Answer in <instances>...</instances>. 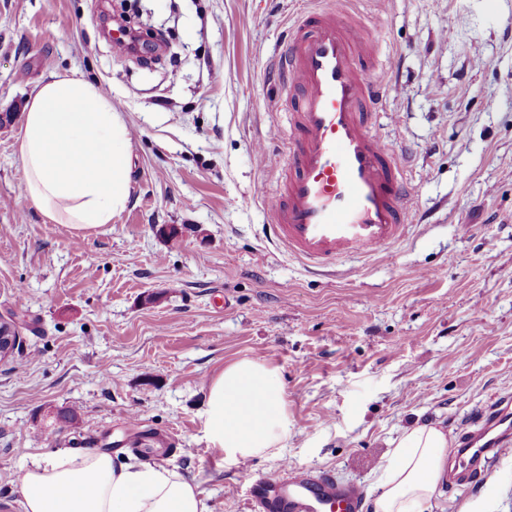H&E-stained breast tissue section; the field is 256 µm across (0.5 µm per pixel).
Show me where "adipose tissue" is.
<instances>
[{
	"label": "adipose tissue",
	"mask_w": 512,
	"mask_h": 512,
	"mask_svg": "<svg viewBox=\"0 0 512 512\" xmlns=\"http://www.w3.org/2000/svg\"><path fill=\"white\" fill-rule=\"evenodd\" d=\"M18 154L25 197L77 229L111 223L130 200L131 139L121 113L94 84L54 75L27 104ZM212 447L240 461L275 454L288 435L277 369L254 359L226 365L208 388ZM447 435L432 425L403 431L383 467L374 512H424L446 465ZM24 512H209L197 483L163 466L114 462L99 451H59L31 461Z\"/></svg>",
	"instance_id": "obj_1"
}]
</instances>
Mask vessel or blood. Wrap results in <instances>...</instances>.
Masks as SVG:
<instances>
[{
    "label": "vessel or blood",
    "mask_w": 512,
    "mask_h": 512,
    "mask_svg": "<svg viewBox=\"0 0 512 512\" xmlns=\"http://www.w3.org/2000/svg\"><path fill=\"white\" fill-rule=\"evenodd\" d=\"M373 31L341 0H320L291 25L278 58L290 105L287 170L263 198L271 241L310 267L348 256L392 262L414 209L404 167L374 129L389 87L369 66ZM512 452V395L461 440L459 479ZM250 512H365L355 485L293 466L254 480Z\"/></svg>",
    "instance_id": "b4317fda"
}]
</instances>
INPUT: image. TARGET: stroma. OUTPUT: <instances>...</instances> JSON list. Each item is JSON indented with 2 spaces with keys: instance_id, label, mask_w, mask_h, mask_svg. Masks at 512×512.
I'll return each mask as SVG.
<instances>
[{
  "instance_id": "1",
  "label": "stroma",
  "mask_w": 512,
  "mask_h": 512,
  "mask_svg": "<svg viewBox=\"0 0 512 512\" xmlns=\"http://www.w3.org/2000/svg\"><path fill=\"white\" fill-rule=\"evenodd\" d=\"M345 2L375 26L378 132L409 159L416 213L394 263L314 275L263 227L287 165L274 53L307 0H0V317L21 341L0 360V512H23L25 467L61 448L172 449L161 465L211 512H244L249 485L288 464L371 503L404 429L438 426L456 447L512 392V0ZM120 12L163 34L157 57L115 54ZM73 73L132 143L130 201L90 231L25 199L17 153L37 87ZM243 358L277 368L288 437L232 462L205 410ZM471 503L512 512V455L467 488L440 480L431 512Z\"/></svg>"
}]
</instances>
